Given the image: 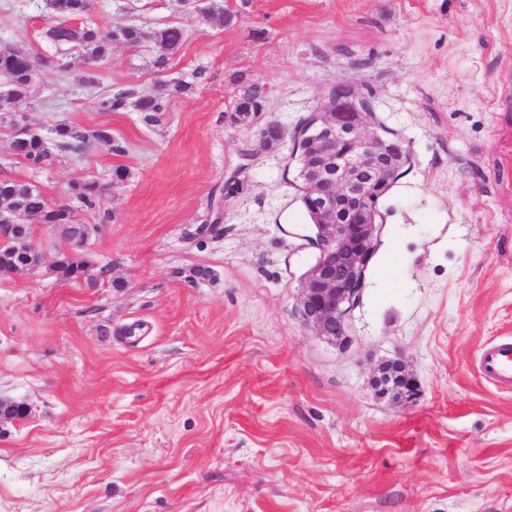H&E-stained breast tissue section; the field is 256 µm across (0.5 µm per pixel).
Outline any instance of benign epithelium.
Listing matches in <instances>:
<instances>
[{
  "label": "benign epithelium",
  "instance_id": "obj_1",
  "mask_svg": "<svg viewBox=\"0 0 512 512\" xmlns=\"http://www.w3.org/2000/svg\"><path fill=\"white\" fill-rule=\"evenodd\" d=\"M308 125L315 132L312 149L320 168L304 187L318 223L309 225L307 246L315 263L300 277L299 316L325 340L350 342L349 319L360 303L369 265L383 230L378 201L398 181L409 161L402 139L377 132L374 105L358 88L338 82L329 103L315 110ZM34 133L26 113L13 115L10 136ZM34 225L0 210V247L24 251L36 265L51 266L53 257L38 250ZM373 385L381 397L407 402L417 395L414 379L398 360L381 364Z\"/></svg>",
  "mask_w": 512,
  "mask_h": 512
}]
</instances>
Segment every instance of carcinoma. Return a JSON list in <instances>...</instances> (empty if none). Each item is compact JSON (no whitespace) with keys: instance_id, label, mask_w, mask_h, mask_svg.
<instances>
[{"instance_id":"carcinoma-1","label":"carcinoma","mask_w":512,"mask_h":512,"mask_svg":"<svg viewBox=\"0 0 512 512\" xmlns=\"http://www.w3.org/2000/svg\"><path fill=\"white\" fill-rule=\"evenodd\" d=\"M59 10L56 24L48 27L46 37L58 48L66 51L78 49L85 62L91 66L102 61L114 44L138 46L152 42L159 48V55L153 61L156 72L166 71L171 55L177 53L186 39V29L181 25H169L160 29L145 30L135 24L119 23L107 31H102L90 17L91 0H57ZM39 57L18 51L10 46L0 49V74L6 75L9 82L5 94H0V126L9 122L11 114L21 111L22 104L29 98L35 79ZM170 81L158 79L154 90L136 95L130 91L119 90L99 99L97 109L102 112H114L127 106L144 115V121L155 123L158 114L167 110V96ZM268 92L258 82L245 83L234 79L232 123L249 124L255 114L264 111ZM53 134L57 148L63 151H80L87 136L67 122L55 125ZM14 156L35 169L51 167L57 155L47 154L41 141L35 135L24 142L11 146ZM291 156L298 159L299 169L311 164L308 140L298 137L294 140ZM79 206L92 213L96 211L102 186L95 180L77 181L69 186ZM51 200L42 191L31 189V184L9 177H0V206H4L24 217L40 216L53 224L71 222V207L63 205L58 210L50 209Z\"/></svg>"}]
</instances>
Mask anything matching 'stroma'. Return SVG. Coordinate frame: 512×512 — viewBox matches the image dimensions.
<instances>
[{"mask_svg": "<svg viewBox=\"0 0 512 512\" xmlns=\"http://www.w3.org/2000/svg\"><path fill=\"white\" fill-rule=\"evenodd\" d=\"M223 5L232 26L180 0H99L101 29L187 31L162 77L193 86L149 125L94 96L151 91L155 46H113L86 93L82 56L42 34L43 0H0V43L47 60L29 123L89 136L45 171L0 143V175L56 203L72 182L104 187L96 212L73 214L90 227L76 251L90 279L0 275V400L28 408L0 422V512H512V388L478 370L487 343L512 337V0ZM236 76L269 91L248 125L230 122ZM339 81L411 157L379 202L345 350L297 313L314 254L287 166ZM271 121L282 139L259 148ZM101 128L126 154L93 139ZM198 267L210 278L192 280ZM397 358L419 384L407 406L373 385Z\"/></svg>", "mask_w": 512, "mask_h": 512, "instance_id": "stroma-1", "label": "stroma"}]
</instances>
